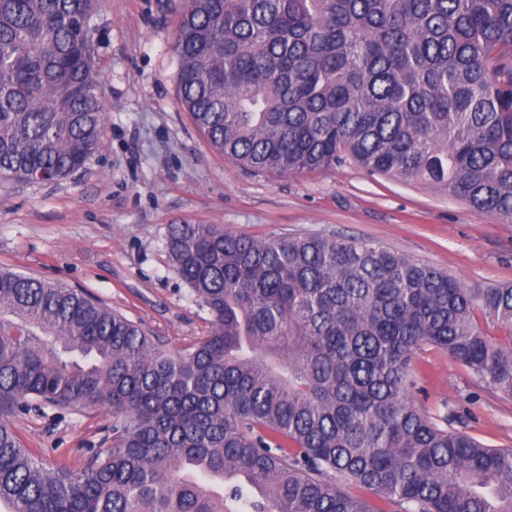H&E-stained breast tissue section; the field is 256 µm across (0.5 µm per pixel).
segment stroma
Wrapping results in <instances>:
<instances>
[{"instance_id":"1","label":"stroma","mask_w":512,"mask_h":512,"mask_svg":"<svg viewBox=\"0 0 512 512\" xmlns=\"http://www.w3.org/2000/svg\"><path fill=\"white\" fill-rule=\"evenodd\" d=\"M177 19L175 0H101L95 70L106 131L68 179L0 183V267L86 291L172 353L205 335L209 316L170 264L171 224H220L254 238L370 239L473 287L512 282V224L425 182L352 165L252 170L214 150L179 100ZM408 392L449 430L512 448V399L447 352H417ZM109 421L101 411L49 409L13 426L47 463L76 466Z\"/></svg>"}]
</instances>
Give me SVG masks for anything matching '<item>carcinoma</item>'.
<instances>
[{"label":"carcinoma","mask_w":512,"mask_h":512,"mask_svg":"<svg viewBox=\"0 0 512 512\" xmlns=\"http://www.w3.org/2000/svg\"><path fill=\"white\" fill-rule=\"evenodd\" d=\"M99 0H0V181L85 168L106 114ZM181 104L257 170L354 163L512 223V0H180ZM211 317L184 353L87 293L0 268V415L112 414L78 468L0 421L5 512H512V448L408 395L446 351L512 398V283L467 286L369 239L170 224ZM491 322L508 332L503 346ZM370 492L386 508L353 492Z\"/></svg>","instance_id":"obj_1"}]
</instances>
